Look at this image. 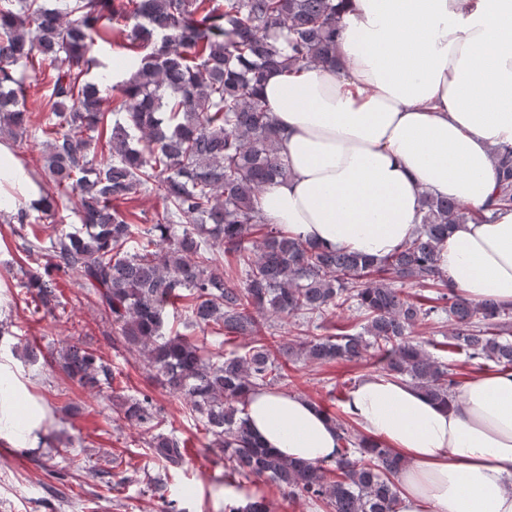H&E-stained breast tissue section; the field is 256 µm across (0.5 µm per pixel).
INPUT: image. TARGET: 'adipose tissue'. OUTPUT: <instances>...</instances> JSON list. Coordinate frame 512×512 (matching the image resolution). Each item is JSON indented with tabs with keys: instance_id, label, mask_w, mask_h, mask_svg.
I'll use <instances>...</instances> for the list:
<instances>
[{
	"instance_id": "adipose-tissue-1",
	"label": "adipose tissue",
	"mask_w": 512,
	"mask_h": 512,
	"mask_svg": "<svg viewBox=\"0 0 512 512\" xmlns=\"http://www.w3.org/2000/svg\"><path fill=\"white\" fill-rule=\"evenodd\" d=\"M339 67L271 71L263 84L286 179L257 199L267 219L330 250L383 257L419 230L424 194L485 209L494 158L512 146V0H345ZM453 288L512 303V210L456 225L440 247ZM6 390L0 422L30 440L41 418ZM344 413L396 450L397 512H512V371L482 370L448 406L378 374ZM253 433L283 457L333 460L339 430L308 398L250 395Z\"/></svg>"
}]
</instances>
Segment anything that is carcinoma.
Returning <instances> with one entry per match:
<instances>
[{
  "instance_id": "1",
  "label": "carcinoma",
  "mask_w": 512,
  "mask_h": 512,
  "mask_svg": "<svg viewBox=\"0 0 512 512\" xmlns=\"http://www.w3.org/2000/svg\"><path fill=\"white\" fill-rule=\"evenodd\" d=\"M336 0H0V134L21 142L33 128L28 70L51 75L39 103L47 153L35 182L39 200L6 216L23 241L11 263L31 268L23 287L43 307L61 305L57 276L71 273L92 289L116 341L142 354L148 374L198 415L207 448L232 463L224 479L268 480L282 495L329 512H396L390 448L340 428L329 462L284 459L249 433L248 393L275 385L292 357L313 363L378 359L446 404L459 381L411 338L417 325L448 322L443 347L479 368L512 370V305L474 304L448 284L439 247L469 213L448 197L423 199L420 230L397 251L373 258L308 244L269 223L255 206L285 179L278 130L259 89L267 74L334 61ZM131 24L132 79L111 86L86 79L97 65L101 20ZM491 204L512 209V147L497 154ZM158 190L163 213L134 224L112 202ZM68 203L81 227L43 224ZM38 212L32 216V212ZM432 294L411 298L395 283ZM353 303L361 330L308 335L271 355L272 321L310 322ZM185 324L245 338L246 350L209 353L190 336L165 332L170 314ZM62 368L90 390L112 388V370L93 349L68 344ZM123 419L155 429L162 409L148 393L118 398ZM148 447L165 469L186 463L187 443L157 432ZM266 497L228 512H277Z\"/></svg>"
}]
</instances>
